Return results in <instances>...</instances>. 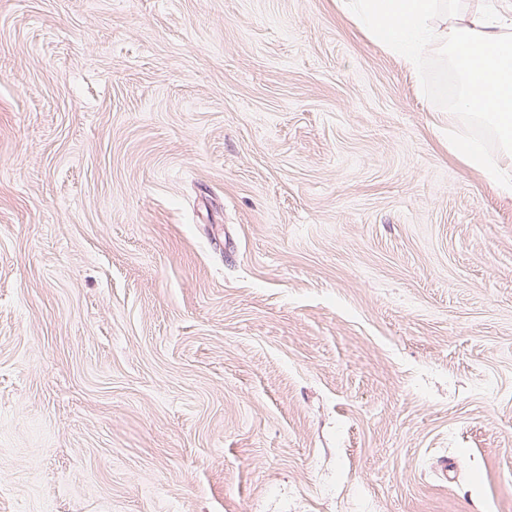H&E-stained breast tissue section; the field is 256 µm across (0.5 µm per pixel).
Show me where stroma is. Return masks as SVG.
<instances>
[{"label": "stroma", "mask_w": 512, "mask_h": 512, "mask_svg": "<svg viewBox=\"0 0 512 512\" xmlns=\"http://www.w3.org/2000/svg\"><path fill=\"white\" fill-rule=\"evenodd\" d=\"M336 0H0V512H512V199Z\"/></svg>", "instance_id": "stroma-1"}]
</instances>
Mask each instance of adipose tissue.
I'll use <instances>...</instances> for the list:
<instances>
[{
  "mask_svg": "<svg viewBox=\"0 0 512 512\" xmlns=\"http://www.w3.org/2000/svg\"><path fill=\"white\" fill-rule=\"evenodd\" d=\"M389 53L420 68L440 46L454 64L459 92L449 124L478 136L449 134L448 149L512 196V0L498 10L456 12L450 0H340Z\"/></svg>",
  "mask_w": 512,
  "mask_h": 512,
  "instance_id": "ef3b65f1",
  "label": "adipose tissue"
}]
</instances>
